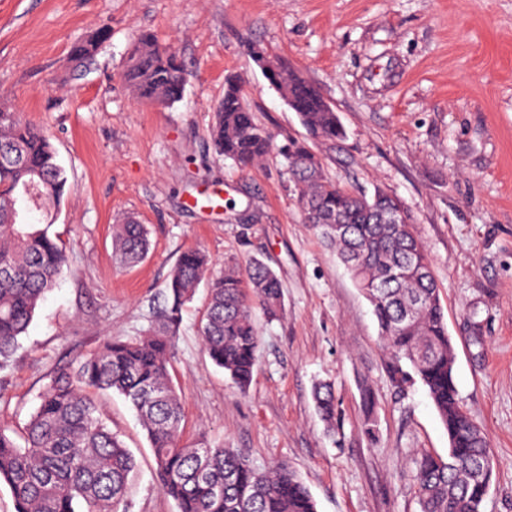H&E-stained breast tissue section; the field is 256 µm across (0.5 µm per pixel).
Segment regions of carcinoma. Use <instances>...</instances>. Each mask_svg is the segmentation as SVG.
Listing matches in <instances>:
<instances>
[{
  "label": "carcinoma",
  "mask_w": 512,
  "mask_h": 512,
  "mask_svg": "<svg viewBox=\"0 0 512 512\" xmlns=\"http://www.w3.org/2000/svg\"><path fill=\"white\" fill-rule=\"evenodd\" d=\"M110 35L75 44L71 56L85 63ZM255 61L272 63L268 81L292 101L308 140L290 144L286 160L304 221L336 246L357 287L373 307L387 351L385 364L397 390L419 382L448 433V455L426 450L410 461L420 512H483L492 482L487 437L460 404L454 350L431 269V259L411 224H382L378 211L400 206L379 189L352 193L330 180L311 150V141H341L345 129L320 93L259 44L248 48ZM125 80L146 104L183 97L185 69L177 52L155 35L134 39ZM218 156L246 168L269 152L271 138L256 123L236 77L227 78L210 134ZM68 178L49 138L19 113L0 108V370L10 365L20 337L47 292L68 266L65 250L50 233L52 209L61 204ZM30 189L37 205H22ZM341 228H336V225ZM112 250L123 266L141 262L149 250L145 225L133 215L112 225ZM209 298L200 335L203 350L241 390L251 381L260 346L253 312L268 317L282 307V285L273 270L252 259L243 270L211 272L199 250L184 252L172 270L166 304L141 336L111 338L77 368L51 377L24 433L0 423V484L12 495L14 512H127L136 462L108 427L96 393L112 391L131 404L156 462V479L177 512H317L303 482L286 463L262 469L241 448L181 444L183 408L169 372L182 307L202 281ZM323 420L335 419L330 385L314 387ZM365 432L376 436L373 397L363 390Z\"/></svg>",
  "instance_id": "obj_1"
}]
</instances>
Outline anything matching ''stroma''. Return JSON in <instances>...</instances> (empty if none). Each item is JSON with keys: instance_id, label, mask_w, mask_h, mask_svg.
I'll return each instance as SVG.
<instances>
[{"instance_id": "1", "label": "stroma", "mask_w": 512, "mask_h": 512, "mask_svg": "<svg viewBox=\"0 0 512 512\" xmlns=\"http://www.w3.org/2000/svg\"><path fill=\"white\" fill-rule=\"evenodd\" d=\"M104 26L111 37L92 61L71 62L73 44ZM144 30L181 57L180 102L142 103L125 83ZM252 42L337 113L345 139L314 147L327 176L403 201L432 260L460 401L492 446L484 512H512V0H0V106L46 132L70 185L51 227L68 267L0 371V422L22 429L58 368L110 337L144 334L184 251H205L216 272L258 257L282 284L283 308L255 315L247 389L202 349L205 288L182 311L172 374L183 444L242 448L261 467L288 462L317 512H420L409 457L447 455L448 434L424 387L395 393L370 303L304 223L283 150L306 131L249 56ZM230 75L273 137L245 170L209 136ZM129 213L149 229L150 250L124 267L112 226ZM320 381L335 392L331 430L312 397ZM101 402L137 461L129 512H176L129 404Z\"/></svg>"}]
</instances>
